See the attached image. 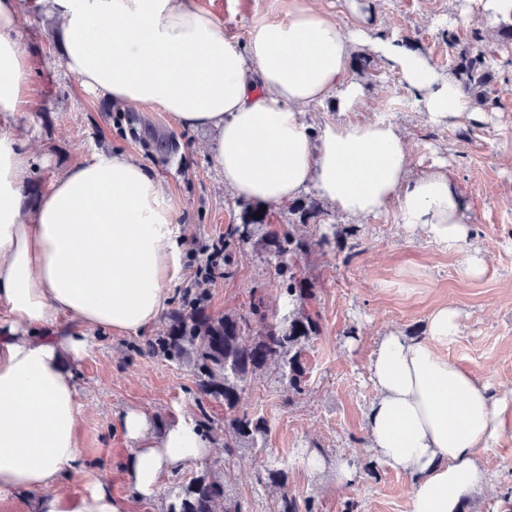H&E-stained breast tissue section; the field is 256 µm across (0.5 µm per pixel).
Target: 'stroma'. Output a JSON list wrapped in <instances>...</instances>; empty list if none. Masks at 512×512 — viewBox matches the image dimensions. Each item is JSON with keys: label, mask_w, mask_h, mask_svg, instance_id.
<instances>
[{"label": "stroma", "mask_w": 512, "mask_h": 512, "mask_svg": "<svg viewBox=\"0 0 512 512\" xmlns=\"http://www.w3.org/2000/svg\"><path fill=\"white\" fill-rule=\"evenodd\" d=\"M197 2L239 44L256 19L287 5V0ZM359 3L377 35L411 38L441 73L452 71V36L460 47L494 56L491 89L498 105L473 120L428 121L399 75L378 59L370 72L353 75L365 89L364 104L343 111L332 95L304 114L316 133L329 123L370 118L398 124L414 173L445 169L466 202L483 271L465 276L456 253L409 236L395 206L363 218L329 209L324 227L355 229L359 252L348 260L332 247L301 262L316 294L309 308L319 313L321 325L306 348V389L289 397L274 367L252 376L239 408L263 417L267 432L260 451L232 457L223 447L224 403L200 395L193 355L171 362L139 350L146 340L167 335L166 317L135 335L88 332L86 351L75 365L83 405L78 440L88 467L110 481L113 497L133 495L123 476L131 443L120 422L127 411H143L158 434L184 420L202 424L209 441L205 459L169 470L158 496L137 503L136 512H167L179 485L205 473L228 478L242 512H276L285 491L298 503H312L315 512H410V479L384 466L368 446L366 414L375 395L369 364L381 336L392 330L423 336L427 316L443 305L459 312L461 327L442 354L492 394L512 388V44L498 42L479 0ZM21 31L34 75L29 105L13 113L9 125L28 139L39 192L93 151L119 148L132 154L158 179L187 236L183 268L169 286L167 308L177 307L185 294L202 293L209 317L245 314L257 292L270 320H279L280 281L260 246L233 249L215 278L197 275L206 262L205 248L223 247L242 211L241 199L225 189L224 176L210 158L211 132L175 127L167 113L132 108L83 89L62 66L53 20L28 16ZM476 31L482 41H472ZM311 450L320 455L321 472L303 464ZM273 462L287 476L285 488L260 480ZM482 463L487 484L463 512H501L512 491V407L504 412L503 431L483 452ZM340 464L350 469L351 480L337 478Z\"/></svg>", "instance_id": "obj_1"}]
</instances>
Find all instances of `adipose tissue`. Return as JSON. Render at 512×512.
I'll use <instances>...</instances> for the list:
<instances>
[{
    "label": "adipose tissue",
    "instance_id": "obj_1",
    "mask_svg": "<svg viewBox=\"0 0 512 512\" xmlns=\"http://www.w3.org/2000/svg\"><path fill=\"white\" fill-rule=\"evenodd\" d=\"M347 7L353 21L343 24L315 0H289L240 45L196 0H0V115L23 111L33 76L21 17L44 15L58 24L65 70L86 91L214 130L212 159L237 197L279 205L312 186L352 218L393 204L410 235L455 250L463 273L477 275L466 204L442 170L411 175L396 123H331L316 134L303 119L332 93L345 109L363 103L349 76L358 46L400 76L429 120L454 124L473 112L454 76L403 39L373 35L357 0ZM34 174L25 138L1 126L0 498L31 497V512H127L85 464L73 365L86 331L136 334L158 320L185 237L160 183L123 150L95 151L35 202ZM60 317L69 329L56 327ZM459 331L457 310L439 307L425 336H382L370 364L369 446L411 478V512H461L487 482L480 454L512 402L441 354ZM121 427L133 443L124 478L139 499L159 493L170 467L210 451L187 423L158 436L131 410Z\"/></svg>",
    "mask_w": 512,
    "mask_h": 512
}]
</instances>
